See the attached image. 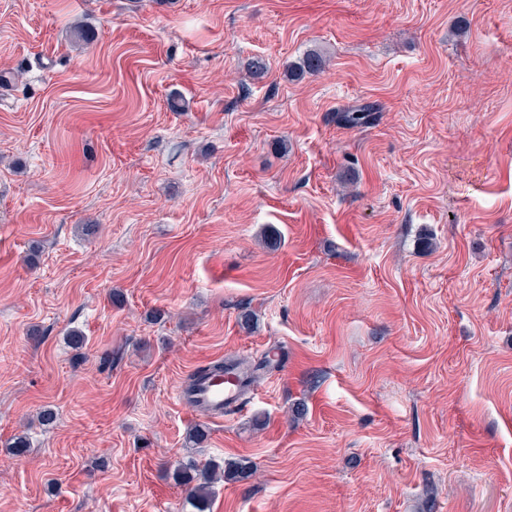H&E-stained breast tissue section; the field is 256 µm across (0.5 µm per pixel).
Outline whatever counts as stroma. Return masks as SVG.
Here are the masks:
<instances>
[{"label": "stroma", "instance_id": "35a3bbf8", "mask_svg": "<svg viewBox=\"0 0 512 512\" xmlns=\"http://www.w3.org/2000/svg\"><path fill=\"white\" fill-rule=\"evenodd\" d=\"M1 70L0 512H512V0H0ZM236 377L226 375L223 379L205 377L196 385L191 399L192 407L210 415L212 419H224V407L234 409L240 406ZM249 468L239 464L210 461L198 465L193 461L180 464L174 470L175 480L187 489V498L194 512H210L214 497V484L235 481L249 476Z\"/></svg>", "mask_w": 512, "mask_h": 512}]
</instances>
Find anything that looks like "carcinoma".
Returning a JSON list of instances; mask_svg holds the SVG:
<instances>
[{
    "mask_svg": "<svg viewBox=\"0 0 512 512\" xmlns=\"http://www.w3.org/2000/svg\"><path fill=\"white\" fill-rule=\"evenodd\" d=\"M325 61L317 52L307 53L298 66L288 70L292 78L313 75L323 69ZM374 106L366 105L344 113L343 120L352 126H361L369 122ZM175 480L186 487L187 498L193 512H210L214 497V484L219 481H235L249 476V468L239 464L224 465L210 461L202 466L190 461L180 464L174 470Z\"/></svg>",
    "mask_w": 512,
    "mask_h": 512,
    "instance_id": "cac0c4a2",
    "label": "carcinoma"
}]
</instances>
